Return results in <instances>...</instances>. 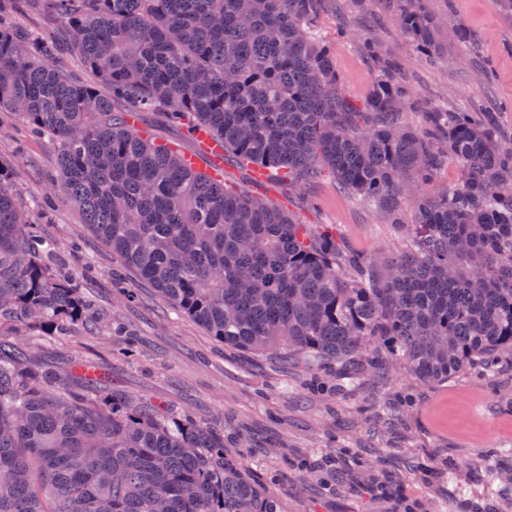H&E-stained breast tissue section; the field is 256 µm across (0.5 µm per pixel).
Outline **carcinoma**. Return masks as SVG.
I'll use <instances>...</instances> for the list:
<instances>
[{
	"mask_svg": "<svg viewBox=\"0 0 512 512\" xmlns=\"http://www.w3.org/2000/svg\"><path fill=\"white\" fill-rule=\"evenodd\" d=\"M323 0H0V112L49 138L60 189L125 266L224 345L348 371L379 347L439 383L512 357V141L499 115L431 107L374 35L358 47L377 70L361 106L342 94L333 48L313 25ZM402 32L441 53L424 0H394ZM35 13L50 28L16 22ZM69 53L95 82L75 80ZM154 112L204 131L224 164L273 171L289 191L326 175L382 206L416 212L413 244L379 261L330 224H302L249 195L215 164L131 125ZM457 182L427 196L440 164ZM0 158V512H278L277 492L224 450V433L173 420L139 397L103 394L104 373L74 394L30 364L31 333L106 326L77 274L42 261Z\"/></svg>",
	"mask_w": 512,
	"mask_h": 512,
	"instance_id": "1",
	"label": "carcinoma"
}]
</instances>
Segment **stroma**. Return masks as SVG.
<instances>
[{
    "mask_svg": "<svg viewBox=\"0 0 512 512\" xmlns=\"http://www.w3.org/2000/svg\"><path fill=\"white\" fill-rule=\"evenodd\" d=\"M442 20V53L429 62L405 36L389 0H336L317 19L331 44L345 94L366 99L376 71L340 24L375 33L423 106L451 109L478 102L500 111L512 135V10L494 0H428ZM472 36L460 44L459 27ZM489 67L491 79L479 76ZM49 139L0 123V156L14 161V185L25 204L48 200L39 228L55 248L51 268L88 271L82 294L126 335L74 328L33 347L32 362L65 372L90 360L114 392L143 396L174 417L206 422L224 447L262 483L279 491L280 512H512V366L492 375L472 368L439 384L404 366L387 376L356 368L345 390L309 363H288L225 348L119 262L57 186ZM318 209L291 205L306 224H330L351 249L384 256L405 248L414 221L404 207L390 223L378 206L347 194L332 178L304 190ZM131 297L117 302V287ZM317 465L312 475L306 466Z\"/></svg>",
    "mask_w": 512,
    "mask_h": 512,
    "instance_id": "stroma-1",
    "label": "stroma"
}]
</instances>
